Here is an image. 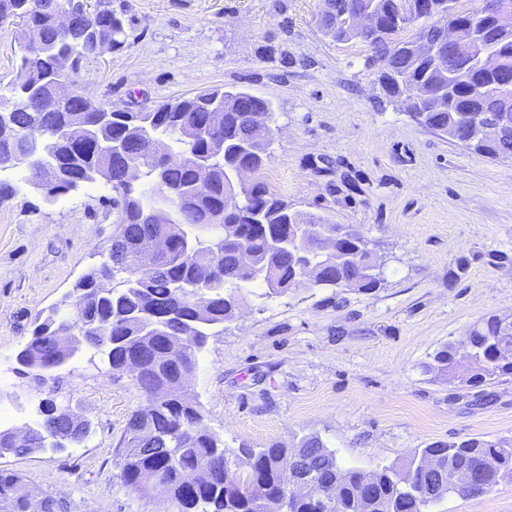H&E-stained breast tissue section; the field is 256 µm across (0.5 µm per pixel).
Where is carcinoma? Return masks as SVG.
Instances as JSON below:
<instances>
[{"mask_svg":"<svg viewBox=\"0 0 512 512\" xmlns=\"http://www.w3.org/2000/svg\"><path fill=\"white\" fill-rule=\"evenodd\" d=\"M72 0H0V24L22 20L40 29L43 43L20 46L15 79L0 102L16 108L12 125L0 126V174H8L9 146H28L34 169L52 171L45 202L94 183L109 172L110 202L117 210L111 247L105 260L90 269L36 319L32 336L16 361L45 382L71 362L78 351L76 336L93 334L91 357L116 372L130 371L148 405L129 419L121 478L150 505L151 487L143 476L153 473L166 485L177 512H267V501L280 493L278 475L289 461L303 459L323 482H337L336 496L326 512H433V503L417 493L428 474L422 463L435 461L443 472L467 468L475 473L468 487H447L440 498L482 495L505 479H512V439L466 437L437 441L417 449L403 464L366 471L339 466L335 452L316 434L302 436L286 447L241 446L234 451L203 425L204 415L186 387L210 331L234 317L243 290L254 284L259 298L297 289V270L321 269L320 285L362 292L377 288L378 256L359 249L337 231L342 228L320 214L294 211L261 181L237 184L236 173L260 172L271 157L275 106L246 89L213 87L136 110H112L89 96L79 79L81 61L94 55L84 36L94 13L110 10L107 0L95 8L82 4L83 13L72 28L62 30L56 14ZM426 15L401 16L399 0H324L319 24L332 28L336 43L363 41L350 15L357 7L371 9L388 33L370 45L369 68L381 66L378 81L390 97L417 94L422 105L440 94L443 109L428 112L419 123L454 137L463 126H475L495 116L484 105L502 96L512 98V86L499 85L498 76L470 66L441 70L415 55L413 39H402L408 27L414 35L435 39L438 23L448 18L454 0H423ZM98 24L121 50L127 41L128 20L112 12ZM468 33L483 38L484 49L502 59L501 69L512 76V34L495 39L493 21L471 11L457 18ZM75 54L70 70L58 61ZM68 81L75 96L56 100L50 109L41 102ZM145 138L162 143L166 154L145 157L136 144ZM473 150L495 159H512V129L494 144L475 142ZM210 169L208 181L197 183V169ZM162 237L168 248L152 267L139 264L141 242ZM103 277L112 288L98 287ZM507 327L492 315L449 341L433 356L440 376L459 379L466 360L472 387L512 377V340L503 344ZM41 418L27 428L26 440H14L12 430H0V457H23L47 447L59 448L48 422L60 409L42 404ZM248 470L237 468L238 456ZM29 490L16 472L0 470V512H32Z\"/></svg>","mask_w":512,"mask_h":512,"instance_id":"cac0c4a2","label":"carcinoma"}]
</instances>
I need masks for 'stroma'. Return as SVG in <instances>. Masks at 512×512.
I'll return each instance as SVG.
<instances>
[{"mask_svg": "<svg viewBox=\"0 0 512 512\" xmlns=\"http://www.w3.org/2000/svg\"><path fill=\"white\" fill-rule=\"evenodd\" d=\"M134 22L125 48L83 61L104 106L135 109L203 88L250 90L276 107L259 178L292 209L353 227L381 258L373 291L300 288L246 296L210 337L188 380L225 447L319 435L341 466L405 461L434 441L512 439V378L471 387L427 369L442 344L492 314L512 316V160H494L414 122L364 66L363 43L319 31L322 0H111ZM104 181L45 204L24 183L0 199V402L11 428L43 400L91 424L58 452L0 458L61 512H167L120 478L131 373L90 350L44 384L17 353L37 314L101 260L117 212ZM442 512H512V482Z\"/></svg>", "mask_w": 512, "mask_h": 512, "instance_id": "stroma-1", "label": "stroma"}]
</instances>
